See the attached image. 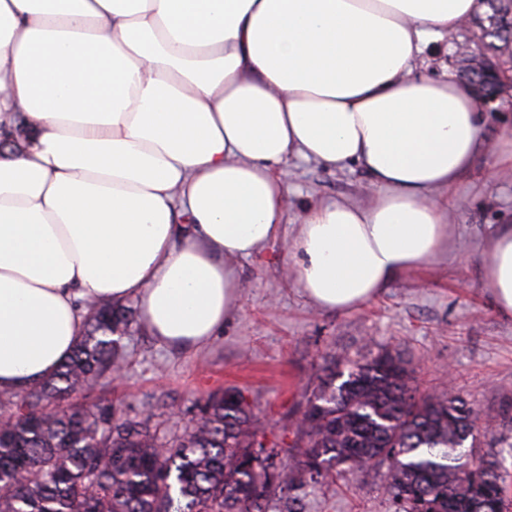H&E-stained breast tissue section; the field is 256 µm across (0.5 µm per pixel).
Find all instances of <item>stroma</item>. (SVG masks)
Here are the masks:
<instances>
[{"label": "stroma", "instance_id": "stroma-1", "mask_svg": "<svg viewBox=\"0 0 512 512\" xmlns=\"http://www.w3.org/2000/svg\"><path fill=\"white\" fill-rule=\"evenodd\" d=\"M484 137L499 152L478 156L450 188L454 217L448 254L430 269L392 280L373 301L349 312L317 310L288 283L281 248L273 245L237 263L236 313L200 349L160 345L144 327L124 336L128 364L111 392L163 414L182 431L194 419L193 398L217 388L243 391L267 438L292 445L306 394L324 368L369 347L396 351L430 395L455 391L479 413L480 440L507 474L512 503V448L491 444L512 417V317L499 313L484 287V251L492 233L512 225V89L485 110ZM288 221L310 202L366 204L359 170H329L291 161ZM385 470L325 480L297 493L301 512H398L383 490Z\"/></svg>", "mask_w": 512, "mask_h": 512}]
</instances>
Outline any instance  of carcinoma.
Here are the masks:
<instances>
[{"label": "carcinoma", "instance_id": "carcinoma-1", "mask_svg": "<svg viewBox=\"0 0 512 512\" xmlns=\"http://www.w3.org/2000/svg\"><path fill=\"white\" fill-rule=\"evenodd\" d=\"M486 4L478 40L496 55L512 43V0ZM481 59L461 60V73L492 95ZM84 309L83 333L49 377L0 392V512H296L298 488L372 462L386 466L400 512H502L496 456L461 460L476 442L474 409L456 394L418 393L396 352L329 371L306 398L286 463L236 389L195 397V423L180 435L148 409L119 414L102 388L128 363L122 335L138 311L108 299Z\"/></svg>", "mask_w": 512, "mask_h": 512}]
</instances>
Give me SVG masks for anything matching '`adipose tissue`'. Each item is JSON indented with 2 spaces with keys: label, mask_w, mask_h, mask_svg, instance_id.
<instances>
[{
  "label": "adipose tissue",
  "mask_w": 512,
  "mask_h": 512,
  "mask_svg": "<svg viewBox=\"0 0 512 512\" xmlns=\"http://www.w3.org/2000/svg\"><path fill=\"white\" fill-rule=\"evenodd\" d=\"M479 0H0V390L55 370L83 304L134 299L166 346L235 312L237 259L288 218L293 160L360 169L371 201L315 203L287 242L302 295L347 312L448 248L480 154L469 86L424 55ZM484 282L512 316V226Z\"/></svg>",
  "instance_id": "adipose-tissue-1"
}]
</instances>
